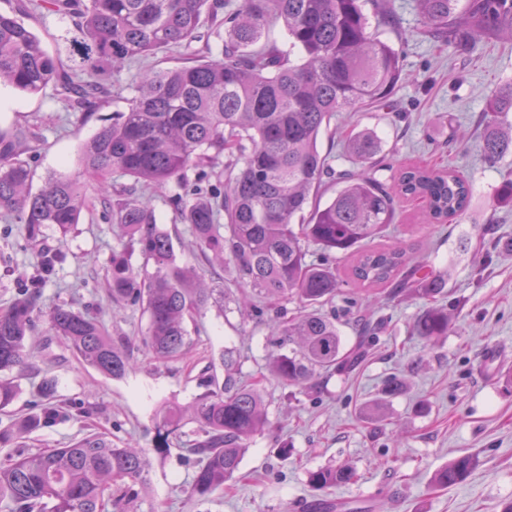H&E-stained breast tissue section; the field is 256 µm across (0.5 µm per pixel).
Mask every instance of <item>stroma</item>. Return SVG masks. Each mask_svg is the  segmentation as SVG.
<instances>
[{"label":"stroma","mask_w":512,"mask_h":512,"mask_svg":"<svg viewBox=\"0 0 512 512\" xmlns=\"http://www.w3.org/2000/svg\"><path fill=\"white\" fill-rule=\"evenodd\" d=\"M389 10L393 23L376 20L372 30L401 57L405 78L391 106L337 115L319 147L335 168H352L347 138L371 131L382 139L392 168L452 167L471 182L473 196L462 218L427 225L422 203L403 201L386 230L412 244V262L452 268L453 333L425 343L413 332L425 302L401 294L372 307L386 328L358 366L321 376L317 390L302 392L267 375L265 319L242 315L228 300L189 323L193 347L187 359L157 363L137 347L146 314L137 306L113 309L107 297L108 262L120 245L117 227L100 212H87L67 234L44 227L45 242L64 259L41 283L39 306L46 312L66 304L96 316L112 335L135 344L138 365L125 379L107 378L79 362L39 322L32 341L40 371L22 377L17 401L0 413V431L20 415L38 412L47 379L67 416L0 446V462L19 451L63 446L92 429L116 447L133 443L150 451L156 411L168 402L190 405L202 391L206 368L230 348L237 379L260 383L268 426L244 453L236 479L206 499L190 495L194 460L176 450L164 458L151 454L137 512H295L298 502L316 498L362 501L366 512H496L498 504L512 500V383L506 381L512 376V252L499 247L512 239V204L494 199L497 187L512 179V155L492 166L482 151L491 117L488 97L512 81V42H482L467 50L440 46L421 35L416 0H389ZM33 28L53 54L67 53L75 34L73 19L54 13L39 15ZM125 107L108 98L81 117L67 111L53 90L28 95L4 86L0 131L27 127L34 133L24 159L36 192L50 174L76 175L81 145ZM40 262L39 245L26 239L21 224L1 216L0 309L37 274ZM491 349L497 353L492 363L486 360ZM394 373L407 389L390 402L392 422L380 430L361 411ZM421 399L427 406L418 413L414 407ZM285 444L291 453L283 457L278 450ZM464 452L476 457L466 480L434 488V472ZM345 462L356 467L357 484L319 492L309 486L310 470Z\"/></svg>","instance_id":"obj_1"}]
</instances>
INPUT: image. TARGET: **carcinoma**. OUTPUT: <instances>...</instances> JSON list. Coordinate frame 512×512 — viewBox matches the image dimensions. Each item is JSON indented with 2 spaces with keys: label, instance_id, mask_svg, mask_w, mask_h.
I'll return each mask as SVG.
<instances>
[{
  "label": "carcinoma",
  "instance_id": "1",
  "mask_svg": "<svg viewBox=\"0 0 512 512\" xmlns=\"http://www.w3.org/2000/svg\"><path fill=\"white\" fill-rule=\"evenodd\" d=\"M423 34L441 44L473 47L483 38H512V0H418ZM363 0H24L13 14L0 13V85L35 94L52 85L70 112L86 114L107 95L123 98L80 149L78 176H51L44 189L30 190L31 172L20 156L34 134L0 132V214L24 225L38 242L51 224L64 234L102 204L116 224L122 246L112 250L108 299L115 308L138 305L148 316L141 337L156 361L182 359L191 344L187 322L224 301V289L207 285L197 267L177 259L173 237L157 224L149 192L174 186L169 197L194 243L192 256L208 265H232L235 284L250 294L238 307L257 315L269 303L273 316L264 345L270 373L283 385L306 389L320 375L343 374L367 355L384 329L382 320L360 312L359 300L342 289L336 262L351 259L352 281L386 288L395 297L410 291L428 300L449 294L450 272L423 263L411 266V245H374L396 217V200L420 199L430 224L461 217L471 200L469 181L455 169L408 166L384 182L380 145L370 133L356 134L348 151L359 167L336 170L318 149L323 128L338 112H355L389 102L402 81L398 52L369 31ZM48 11L76 19L79 36L69 51L80 72L50 55L24 17ZM210 27L200 31L201 20ZM283 23L286 41L270 39ZM203 43L194 49L195 43ZM184 49L177 65L141 69L133 85L110 86L99 77L162 49ZM130 91L125 98L123 93ZM495 120L483 139L486 159L512 154V126L496 118L512 112V82L489 98ZM233 163L224 166V156ZM194 176H189V172ZM114 176L134 179L115 187ZM336 185L333 198L318 202L324 180ZM318 246L312 256L308 245ZM152 271L140 275L134 252ZM39 294L24 288L0 310V410L12 406L19 372H37L28 339L39 319ZM294 302L296 311H288ZM453 303L422 311L414 322L429 340L454 330ZM357 333L346 345L336 314ZM50 335L81 363L121 380L137 367L131 343L112 336L101 321L67 305L53 307ZM217 372L201 380L204 391L191 406L172 402L157 412L153 452L179 447L194 458L192 494L205 499L239 469L242 453L268 425L257 384L233 378V351L221 356ZM405 382L388 377L378 397L363 408L372 420ZM60 405L19 419L23 434L57 420ZM196 424L192 433L186 422ZM475 460L456 457L437 471L433 483L450 488L470 473ZM149 460L135 446L115 448L89 433L59 448L19 453L0 466L4 512H136V486L145 481ZM349 465L309 472L318 490L356 483Z\"/></svg>",
  "mask_w": 512,
  "mask_h": 512
}]
</instances>
